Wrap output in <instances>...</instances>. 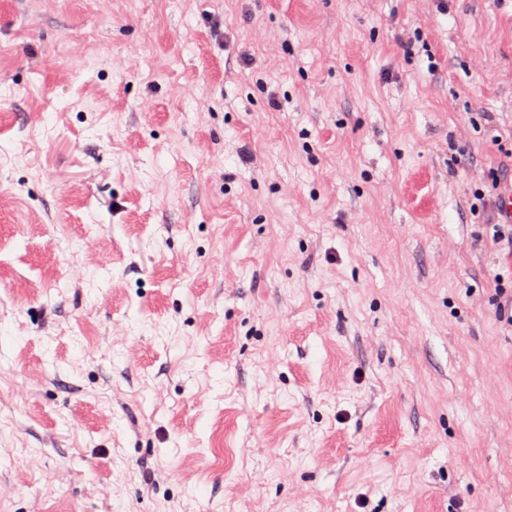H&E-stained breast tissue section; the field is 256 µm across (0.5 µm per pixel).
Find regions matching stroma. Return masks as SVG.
Returning a JSON list of instances; mask_svg holds the SVG:
<instances>
[{
  "label": "stroma",
  "mask_w": 512,
  "mask_h": 512,
  "mask_svg": "<svg viewBox=\"0 0 512 512\" xmlns=\"http://www.w3.org/2000/svg\"><path fill=\"white\" fill-rule=\"evenodd\" d=\"M501 167L512 0H0V512H512ZM497 206L505 224L500 219H487V222L478 224L482 226L486 237L490 238L496 250L510 263V272L507 281L498 277L496 284L494 305L496 309L510 312L509 324L512 330V174L510 179L500 182L497 193ZM510 260V261H509Z\"/></svg>",
  "instance_id": "stroma-1"
}]
</instances>
